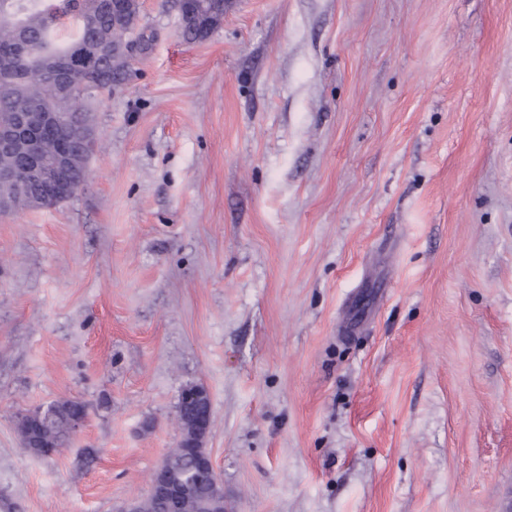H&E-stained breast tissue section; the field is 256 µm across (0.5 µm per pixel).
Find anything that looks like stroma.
Segmentation results:
<instances>
[{
    "label": "stroma",
    "mask_w": 512,
    "mask_h": 512,
    "mask_svg": "<svg viewBox=\"0 0 512 512\" xmlns=\"http://www.w3.org/2000/svg\"><path fill=\"white\" fill-rule=\"evenodd\" d=\"M230 2L0 213V512L145 499L193 385L227 512H512V0ZM84 407L81 402L76 400H68L67 407L64 412L55 419L49 420L48 422H42L39 437H35V448H40L41 452L44 447L40 445H48L49 449L55 451L56 448L62 445L63 439L65 438L66 431L64 425V417L66 413L83 411Z\"/></svg>",
    "instance_id": "35a3bbf8"
}]
</instances>
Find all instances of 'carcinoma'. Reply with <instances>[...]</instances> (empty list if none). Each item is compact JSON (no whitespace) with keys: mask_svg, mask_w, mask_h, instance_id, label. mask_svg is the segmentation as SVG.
Listing matches in <instances>:
<instances>
[{"mask_svg":"<svg viewBox=\"0 0 512 512\" xmlns=\"http://www.w3.org/2000/svg\"><path fill=\"white\" fill-rule=\"evenodd\" d=\"M195 8L197 18L181 27V37L187 42L206 37L224 19V0H198ZM140 13V0H123L115 11L110 0H0V59L18 54L26 57L16 69L0 73V79L12 86L11 97L15 103L38 98L43 109L53 111L57 109L54 77L47 71L46 59L85 47L97 50L105 46L108 51L100 58L95 72L74 73L70 77L76 93L66 111L76 116L88 112L86 89H94L99 97L110 96L130 76L132 58L116 48L129 38L150 45V35L138 28ZM197 414L192 406L178 407L182 439L188 440L193 435ZM65 435L61 415L42 423L40 435L34 441L54 451L62 445ZM167 461L175 476L183 480L193 476L194 461L180 450H173ZM209 496V487H200L176 507L149 497L143 501V512H201Z\"/></svg>","mask_w":512,"mask_h":512,"instance_id":"carcinoma-1","label":"carcinoma"}]
</instances>
